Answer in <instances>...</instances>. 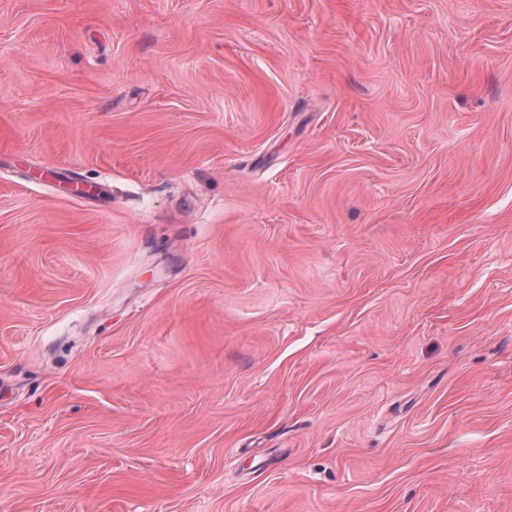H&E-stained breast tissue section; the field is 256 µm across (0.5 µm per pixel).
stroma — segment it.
Instances as JSON below:
<instances>
[{
	"instance_id": "1",
	"label": "stroma",
	"mask_w": 512,
	"mask_h": 512,
	"mask_svg": "<svg viewBox=\"0 0 512 512\" xmlns=\"http://www.w3.org/2000/svg\"><path fill=\"white\" fill-rule=\"evenodd\" d=\"M0 512H512V0H0Z\"/></svg>"
}]
</instances>
